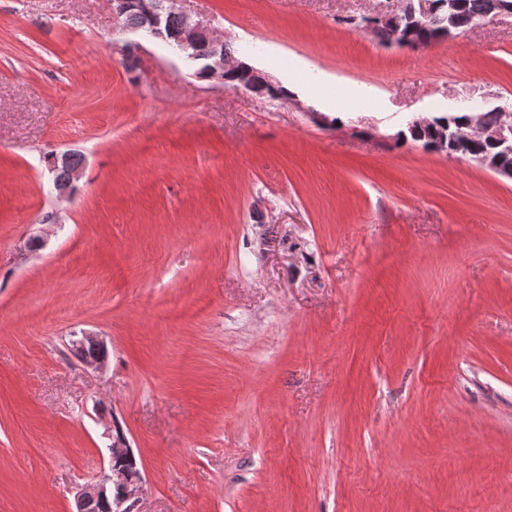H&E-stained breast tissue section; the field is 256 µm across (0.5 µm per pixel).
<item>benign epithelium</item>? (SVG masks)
<instances>
[{"mask_svg":"<svg viewBox=\"0 0 512 512\" xmlns=\"http://www.w3.org/2000/svg\"><path fill=\"white\" fill-rule=\"evenodd\" d=\"M123 8L139 9L154 18L153 25L142 30L143 34L153 39L165 38L160 24L166 11L180 14L184 21L183 30L177 36L169 38L168 43L174 46L176 54L184 58H193L203 42L220 43V39L213 35L205 20L195 19L177 8L176 0H162L160 3L154 0H125ZM495 111L499 112V123L489 130V134L503 151L509 152L512 150V106L497 105ZM464 157L512 181V165H505L498 159L482 154L466 153ZM87 345L96 348L98 355L86 360L85 364L96 369L102 367L107 354L104 340L89 332H83L80 337L72 340V347L75 349ZM103 461L101 476L81 488L77 495V504L87 512H137L142 475L128 439L117 424L113 425L112 444L105 449Z\"/></svg>","mask_w":512,"mask_h":512,"instance_id":"7a95c632","label":"benign epithelium"}]
</instances>
